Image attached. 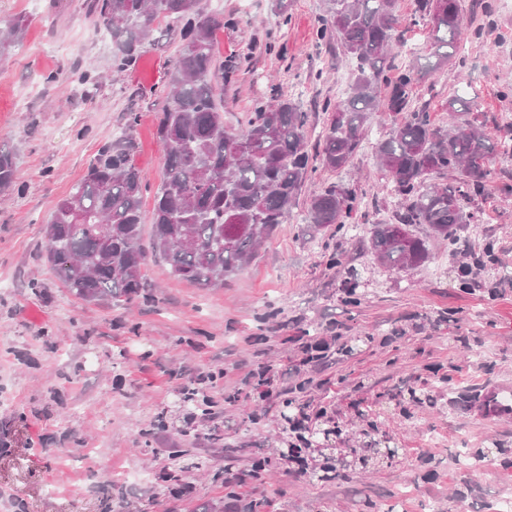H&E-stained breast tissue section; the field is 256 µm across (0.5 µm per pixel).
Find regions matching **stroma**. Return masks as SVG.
Wrapping results in <instances>:
<instances>
[{
    "mask_svg": "<svg viewBox=\"0 0 512 512\" xmlns=\"http://www.w3.org/2000/svg\"><path fill=\"white\" fill-rule=\"evenodd\" d=\"M399 3L390 56L404 66L424 54L429 28L411 24L412 0ZM88 4L0 0V19L27 22L0 58V144L16 153L21 186L0 195V512H17L19 500L27 512H101L106 498L112 512H235L212 478L228 445L240 470L271 459L265 478L240 490L265 512H501L512 501V420L485 424L465 404L512 378V157L492 155L486 190L470 205L479 221L460 230L457 253L430 240V262L389 268L363 244L395 207L374 149L388 125L374 118L348 167L310 181L356 192L353 230L306 232L299 198L243 270L206 289L171 276L146 224V297L84 302L48 265L43 226L100 146L126 134L151 212L164 166L157 117L180 50L177 30L160 26L136 63L114 73L112 44ZM463 5L480 35L466 36L461 62L414 98L439 123L450 96L475 98L474 123L492 142L512 143V96L501 95L512 83V0ZM218 10L228 24L214 35L215 60L233 68L216 85L227 130L241 129L256 100L291 98L316 140L324 115L314 106L339 101L351 70L344 55L316 45L322 0H293L284 26L271 0H220ZM465 264L472 272L462 278ZM352 278L356 306L344 301ZM310 336L331 342L325 359L305 361ZM264 363L288 367L266 401L240 383L246 367ZM187 387L209 399L208 410L184 401ZM286 414L333 430L332 447L371 440L399 454L319 479L281 456L295 440ZM176 448L193 449L196 465L175 499L161 476Z\"/></svg>",
    "mask_w": 512,
    "mask_h": 512,
    "instance_id": "1",
    "label": "stroma"
}]
</instances>
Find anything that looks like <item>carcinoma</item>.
<instances>
[{
	"mask_svg": "<svg viewBox=\"0 0 512 512\" xmlns=\"http://www.w3.org/2000/svg\"><path fill=\"white\" fill-rule=\"evenodd\" d=\"M90 11L115 47L117 73L136 62L160 20L180 34L181 51L159 115L165 164L150 215L153 250L176 279L217 288L245 268L288 220L318 167L336 171L349 165L378 113L394 116L375 153L398 209L393 221L368 232L377 261L397 269L420 266L431 252L412 226L424 224L432 237L454 244L462 225L477 221L468 204L485 192L493 146L469 118L473 101L449 98V121L440 125L427 105L413 100L415 86L457 54L463 17L457 0H414L413 22L430 26L428 53L425 62L417 58L394 70L388 56L400 19L397 0H324L316 43L353 55L355 70L346 99L321 103L326 120L313 147L308 114L288 98L259 100L243 128L226 129L215 93L214 52L224 15L208 11L204 0H91ZM25 30L21 18L0 20V57L10 54ZM134 149L130 137L105 144L43 228L51 269L89 303L130 301L142 291L145 185ZM17 188L16 155L0 147V193ZM358 206L346 184L323 185L308 202L309 230L343 232ZM338 454L337 448L318 450L319 469L335 470Z\"/></svg>",
	"mask_w": 512,
	"mask_h": 512,
	"instance_id": "cac0c4a2",
	"label": "carcinoma"
}]
</instances>
